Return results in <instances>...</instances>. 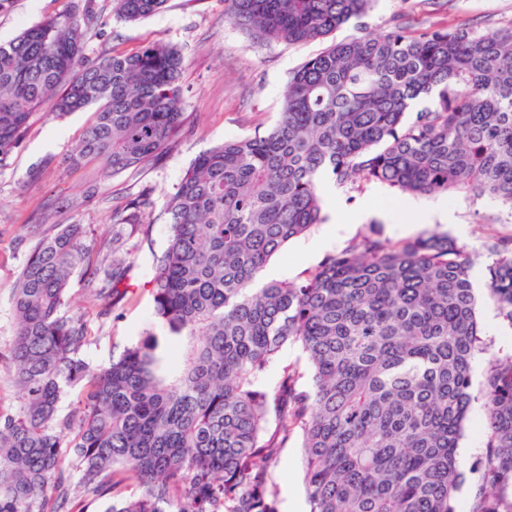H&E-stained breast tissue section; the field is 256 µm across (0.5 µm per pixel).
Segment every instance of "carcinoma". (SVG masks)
Here are the masks:
<instances>
[{
    "label": "carcinoma",
    "instance_id": "obj_1",
    "mask_svg": "<svg viewBox=\"0 0 512 512\" xmlns=\"http://www.w3.org/2000/svg\"><path fill=\"white\" fill-rule=\"evenodd\" d=\"M166 0H116L135 22ZM257 38L289 45L363 17L372 0H225ZM65 12L0 44V163L47 102L94 108L71 168L95 189L158 158L183 122V58L167 44L84 54ZM423 95L433 105L406 118ZM401 193L453 189L512 207V27H396L337 42L296 70L270 132L199 155L171 194L148 333L92 372L82 316L61 314L86 230L42 237L13 287L15 413L0 412V512L68 495V452L108 512H277L268 464L301 436L308 512H457L458 448L481 336L471 254L446 236L367 235L297 281L256 286L266 263L323 221L319 181ZM485 286L512 326V238L491 243ZM125 260L112 258L108 299ZM288 344L304 365L260 388ZM80 387L76 411L58 403ZM485 443L468 512H512V350L481 383ZM134 484L139 492L126 494Z\"/></svg>",
    "mask_w": 512,
    "mask_h": 512
}]
</instances>
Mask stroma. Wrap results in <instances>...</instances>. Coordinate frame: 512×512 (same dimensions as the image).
Listing matches in <instances>:
<instances>
[{
	"label": "stroma",
	"mask_w": 512,
	"mask_h": 512,
	"mask_svg": "<svg viewBox=\"0 0 512 512\" xmlns=\"http://www.w3.org/2000/svg\"><path fill=\"white\" fill-rule=\"evenodd\" d=\"M224 8V0H167L161 12L127 22L116 15L113 0H0V43L50 16L87 9L94 16L85 29L88 57L164 42L184 59V126L159 160L127 170L113 177L105 190L89 193L93 171L67 169L64 161L78 148L91 115L59 117L46 104L0 163L1 411H16L21 404L10 376L15 334L11 285L38 239L59 224L87 229L86 259L69 282L68 310L83 316L87 343L82 356L90 367L108 363L145 332L163 334L153 312L152 279L169 236L171 193L203 152L270 130L279 119L293 72L328 45L324 39L298 46L253 39ZM463 22L473 23L480 33L512 25V0H372L361 20L343 25L332 39L355 37L363 30L380 33L397 25L418 31ZM46 157L54 159L53 168L39 182L29 183L30 169ZM320 189L323 223L289 241L269 261L263 279H300L326 255L366 235L390 243L420 235L447 236L467 245L475 259L478 318L491 352L512 350V325L500 317L483 278L493 260L487 243L495 236H512L511 207L454 190L410 195L375 182L342 187L327 177ZM136 197L148 200V208L127 210ZM116 242L123 246L127 272L120 286L124 298L109 309L96 294L109 285ZM484 415L482 398H475L460 440L459 512H466L473 496L484 447ZM300 442L299 435H291L269 468L278 512H308Z\"/></svg>",
	"instance_id": "1"
}]
</instances>
